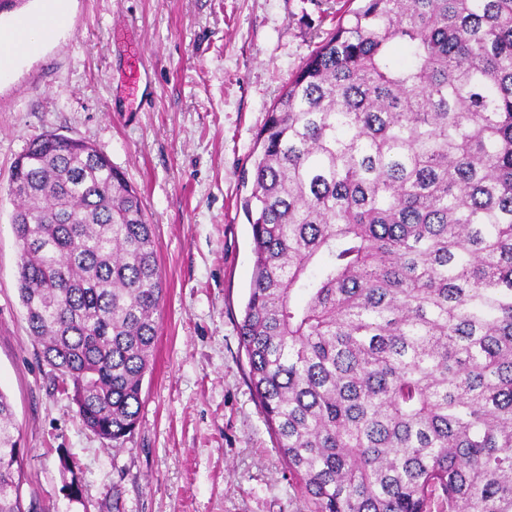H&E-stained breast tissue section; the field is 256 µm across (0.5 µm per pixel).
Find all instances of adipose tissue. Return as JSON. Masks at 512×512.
<instances>
[{
    "instance_id": "1",
    "label": "adipose tissue",
    "mask_w": 512,
    "mask_h": 512,
    "mask_svg": "<svg viewBox=\"0 0 512 512\" xmlns=\"http://www.w3.org/2000/svg\"><path fill=\"white\" fill-rule=\"evenodd\" d=\"M43 13L34 19H21L0 32V65L9 66L21 54L43 41L47 31L64 27L67 22L65 0H44Z\"/></svg>"
}]
</instances>
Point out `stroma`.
<instances>
[{
	"label": "stroma",
	"instance_id": "35a3bbf8",
	"mask_svg": "<svg viewBox=\"0 0 512 512\" xmlns=\"http://www.w3.org/2000/svg\"><path fill=\"white\" fill-rule=\"evenodd\" d=\"M344 0H68V22L0 71V391L35 512H305L238 336L253 277L242 177L289 80ZM54 132L123 171L156 242L163 300L124 449L87 429L18 293L15 159ZM84 484L70 499L59 459Z\"/></svg>",
	"mask_w": 512,
	"mask_h": 512
}]
</instances>
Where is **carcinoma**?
<instances>
[{"mask_svg":"<svg viewBox=\"0 0 512 512\" xmlns=\"http://www.w3.org/2000/svg\"><path fill=\"white\" fill-rule=\"evenodd\" d=\"M256 149L238 333L309 512H512V0H348ZM8 191L29 332L120 449L163 299L139 193L56 134ZM20 456L0 392V512Z\"/></svg>","mask_w":512,"mask_h":512,"instance_id":"1","label":"carcinoma"}]
</instances>
